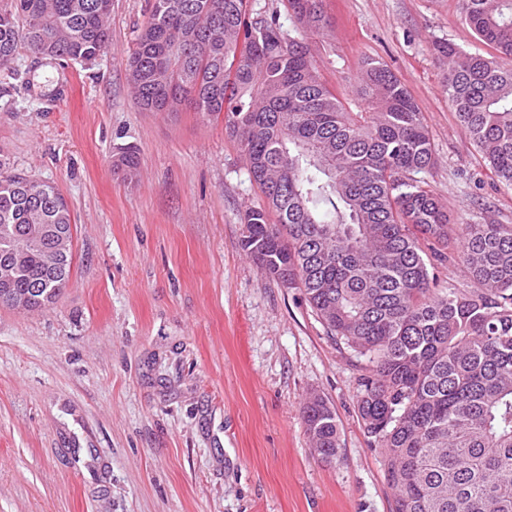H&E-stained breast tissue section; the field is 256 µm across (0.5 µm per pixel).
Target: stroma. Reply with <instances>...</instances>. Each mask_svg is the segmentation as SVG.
<instances>
[{"mask_svg":"<svg viewBox=\"0 0 512 512\" xmlns=\"http://www.w3.org/2000/svg\"><path fill=\"white\" fill-rule=\"evenodd\" d=\"M152 4L112 0L95 61L22 48L0 73V172L56 186L76 227L55 302L0 305V512H391L357 413L367 361L243 250L242 213L264 197L223 119L135 100L128 61ZM324 10L328 31L307 41L327 85L352 98L362 59L385 62L426 117L425 179L451 223L512 224V187L458 123L433 53L488 51L457 0ZM127 146L131 181L112 167ZM314 393L336 413L331 463L302 418Z\"/></svg>","mask_w":512,"mask_h":512,"instance_id":"1","label":"stroma"}]
</instances>
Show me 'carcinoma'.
I'll return each mask as SVG.
<instances>
[{
	"label": "carcinoma",
	"instance_id": "1",
	"mask_svg": "<svg viewBox=\"0 0 512 512\" xmlns=\"http://www.w3.org/2000/svg\"><path fill=\"white\" fill-rule=\"evenodd\" d=\"M107 0H10L0 6V62L18 50L90 62L110 41ZM300 27L329 24L323 0H288ZM464 24L495 54L433 44L448 100L498 180L512 185V0H458ZM147 112L189 105L224 116L265 204L242 217L244 251L302 290L327 333L368 359L357 408L381 448L391 512H512V224H450L419 174L434 165L425 117L375 58L361 63L348 111L305 38L248 0H153L128 63ZM134 148L113 159L132 178ZM47 224L73 263V225L52 185L0 173V260L21 253L11 293L27 311L69 278L14 230ZM448 253H443V250ZM461 262L472 283L437 287L428 254ZM39 292H33V288ZM315 453L334 461L336 417L319 395L302 407Z\"/></svg>",
	"mask_w": 512,
	"mask_h": 512
}]
</instances>
